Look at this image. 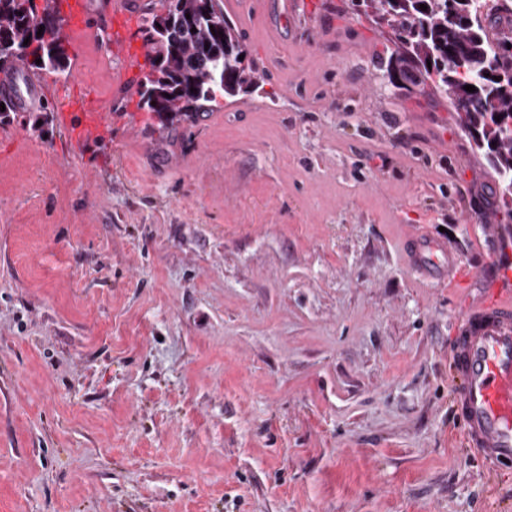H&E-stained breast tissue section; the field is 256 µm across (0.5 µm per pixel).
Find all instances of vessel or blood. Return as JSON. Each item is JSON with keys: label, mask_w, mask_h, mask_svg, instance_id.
<instances>
[{"label": "vessel or blood", "mask_w": 512, "mask_h": 512, "mask_svg": "<svg viewBox=\"0 0 512 512\" xmlns=\"http://www.w3.org/2000/svg\"><path fill=\"white\" fill-rule=\"evenodd\" d=\"M89 11L87 0H58L56 7L68 24L77 46L103 41L114 60L130 76L144 50L137 23L142 0H97ZM104 110L72 104L60 113L63 126H77L83 138L94 137ZM407 258L413 270L428 279L447 275L459 264L458 253L447 242L416 234L408 240ZM453 382L451 403L462 424L465 448L493 467L512 465V292L500 286L488 289L483 302L464 309L453 329L449 352Z\"/></svg>", "instance_id": "1"}]
</instances>
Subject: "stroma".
Listing matches in <instances>:
<instances>
[{"label": "stroma", "instance_id": "obj_1", "mask_svg": "<svg viewBox=\"0 0 512 512\" xmlns=\"http://www.w3.org/2000/svg\"><path fill=\"white\" fill-rule=\"evenodd\" d=\"M257 87L163 129L100 43L0 124V512H512L449 338L512 228L431 84L351 0H240ZM95 94L80 141L56 112ZM444 237L441 283L405 240ZM407 258L413 270L422 277L430 280L448 275V271L459 265V254L448 247V242L423 237L415 234L408 239ZM428 252H438L446 260L445 264L434 267L426 261Z\"/></svg>", "mask_w": 512, "mask_h": 512}]
</instances>
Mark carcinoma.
<instances>
[{
    "instance_id": "1",
    "label": "carcinoma",
    "mask_w": 512,
    "mask_h": 512,
    "mask_svg": "<svg viewBox=\"0 0 512 512\" xmlns=\"http://www.w3.org/2000/svg\"><path fill=\"white\" fill-rule=\"evenodd\" d=\"M426 5L427 10L420 9ZM372 11L379 22L396 29L403 54L388 65L396 84L419 86L432 80L448 98L461 125L486 153L502 185L504 207L512 200V47L494 40L492 29L512 14V0H500L494 10L484 0H352ZM158 15L146 19L148 41L154 53L152 72L139 88L140 105L164 125L181 113H193L213 99L246 92L254 78L242 66L240 35L224 16L218 0H167ZM62 18L52 0H0V71L31 67L47 73L65 72L69 59L61 33ZM36 47L39 63L29 61ZM468 73L474 92L459 112L457 100Z\"/></svg>"
}]
</instances>
